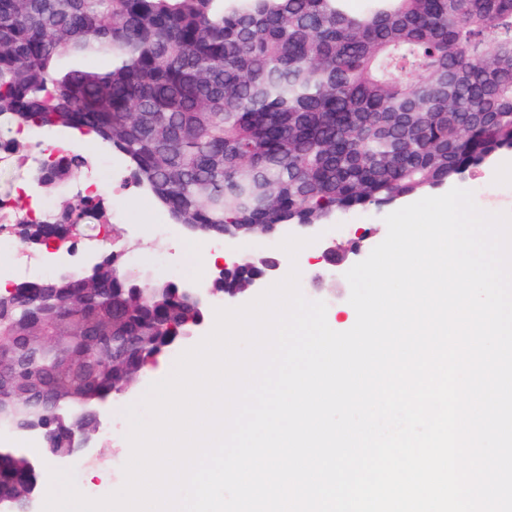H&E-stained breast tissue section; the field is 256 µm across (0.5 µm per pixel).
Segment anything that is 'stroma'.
<instances>
[{"instance_id": "1", "label": "stroma", "mask_w": 512, "mask_h": 512, "mask_svg": "<svg viewBox=\"0 0 512 512\" xmlns=\"http://www.w3.org/2000/svg\"><path fill=\"white\" fill-rule=\"evenodd\" d=\"M462 188L472 191L476 204L484 211H512V151L495 156L489 163L467 174ZM101 202L109 214L105 224L81 225L73 250L95 253L121 252L127 266L160 280L186 281L195 275L191 239L181 228H170V216L142 195L134 182L123 185L104 184ZM388 208L368 207L333 215L326 229L318 231L317 242L306 253L296 256L299 286L307 299L327 305V322L336 331L349 330L356 322L348 298L350 286L345 271L321 258L320 240L334 238L347 245L359 243L358 253L350 255L349 264L364 260L387 235L385 218ZM168 225L166 234L155 231L156 225ZM155 370H147L135 392L115 398L103 414L100 434L83 458L68 461L80 491L94 498L112 493L124 483V449L129 422L125 408L141 400L150 384L157 382Z\"/></svg>"}]
</instances>
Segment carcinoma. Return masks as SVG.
<instances>
[{"label": "carcinoma", "instance_id": "obj_1", "mask_svg": "<svg viewBox=\"0 0 512 512\" xmlns=\"http://www.w3.org/2000/svg\"><path fill=\"white\" fill-rule=\"evenodd\" d=\"M77 129L122 154L174 223L300 224L461 181L512 149V0H0V129ZM79 153L38 170L53 188ZM105 217L71 198L22 242ZM264 272L234 270L216 291ZM207 308L174 281L98 266L0 292V427L71 455L70 426L165 358ZM42 468L0 448V505Z\"/></svg>", "mask_w": 512, "mask_h": 512}]
</instances>
